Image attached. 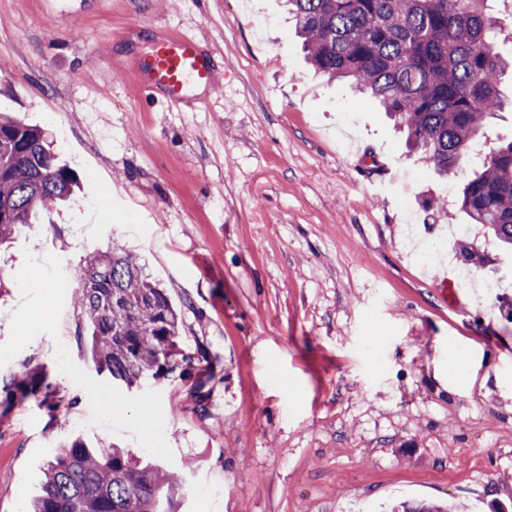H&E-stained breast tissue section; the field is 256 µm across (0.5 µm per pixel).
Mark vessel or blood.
<instances>
[{
    "instance_id": "1",
    "label": "vessel or blood",
    "mask_w": 512,
    "mask_h": 512,
    "mask_svg": "<svg viewBox=\"0 0 512 512\" xmlns=\"http://www.w3.org/2000/svg\"><path fill=\"white\" fill-rule=\"evenodd\" d=\"M218 68L192 37L167 34L157 37L139 72L146 95L156 94L181 104L193 88L213 86Z\"/></svg>"
}]
</instances>
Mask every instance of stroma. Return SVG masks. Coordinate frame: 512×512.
<instances>
[{"mask_svg":"<svg viewBox=\"0 0 512 512\" xmlns=\"http://www.w3.org/2000/svg\"><path fill=\"white\" fill-rule=\"evenodd\" d=\"M166 32L220 66L192 105L135 79ZM0 112L82 185L0 245V378L32 363L63 399L0 407V512L78 436L175 472V512H512V251L473 226L477 276L507 286L443 300L417 252L467 223L432 203L460 178L314 70L286 0H0ZM116 240L166 288L191 371L129 387L93 364L72 281Z\"/></svg>","mask_w":512,"mask_h":512,"instance_id":"35a3bbf8","label":"stroma"}]
</instances>
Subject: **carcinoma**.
Wrapping results in <instances>:
<instances>
[{
    "mask_svg": "<svg viewBox=\"0 0 512 512\" xmlns=\"http://www.w3.org/2000/svg\"><path fill=\"white\" fill-rule=\"evenodd\" d=\"M308 59L348 78L377 99L440 178L469 163L486 118L501 108L506 63L488 0H287ZM459 193L471 223L512 247V138L471 166ZM78 180L42 132L0 113V243L16 238L40 209L67 200ZM76 296L91 328L97 369L127 385L195 367L181 347L182 320L164 289L118 242L93 251L78 268ZM47 375L35 368L0 384L6 406L43 396ZM178 478L122 448L63 442L44 471L42 492L23 512H166Z\"/></svg>",
    "mask_w": 512,
    "mask_h": 512,
    "instance_id": "obj_1",
    "label": "carcinoma"
}]
</instances>
